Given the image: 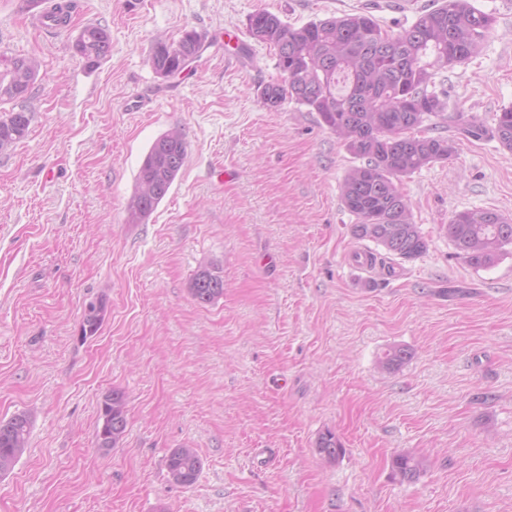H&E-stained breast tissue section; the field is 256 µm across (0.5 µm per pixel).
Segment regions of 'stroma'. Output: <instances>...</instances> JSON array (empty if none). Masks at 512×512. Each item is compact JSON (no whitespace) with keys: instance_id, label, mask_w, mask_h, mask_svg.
I'll return each mask as SVG.
<instances>
[{"instance_id":"35a3bbf8","label":"stroma","mask_w":512,"mask_h":512,"mask_svg":"<svg viewBox=\"0 0 512 512\" xmlns=\"http://www.w3.org/2000/svg\"><path fill=\"white\" fill-rule=\"evenodd\" d=\"M434 0H79L62 32L29 0H0V52L36 58L25 139L0 151V419L32 416L0 477V512H512V253L488 269L455 255L460 211L512 219V151L458 137L453 156L401 181L429 249L393 274L350 262L340 184L355 165L317 113L263 106L276 56L259 10L294 27L367 10L400 31ZM495 23L480 54L443 72L448 108L493 126L512 106V0H472ZM108 27L96 66L79 29ZM206 38L168 78L157 40ZM237 31L245 55L225 46ZM181 130L186 162L158 208L128 221L153 140ZM224 278L204 304L200 266ZM107 316L81 336L86 304ZM393 346L398 371L378 359ZM126 396L117 448L96 444L112 390ZM333 431L336 463L315 449ZM196 449L190 487L166 457ZM422 457L396 478L391 459ZM189 291L198 302L212 303L224 295V278L213 266H201L190 281ZM425 461L410 453H398L392 458V471L403 481H414L424 472Z\"/></svg>"}]
</instances>
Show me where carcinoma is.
Returning <instances> with one entry per match:
<instances>
[{"instance_id": "carcinoma-1", "label": "carcinoma", "mask_w": 512, "mask_h": 512, "mask_svg": "<svg viewBox=\"0 0 512 512\" xmlns=\"http://www.w3.org/2000/svg\"><path fill=\"white\" fill-rule=\"evenodd\" d=\"M495 17L475 8L471 0H443L423 11L397 33L383 28L366 13L311 21L295 28L278 15L259 10L248 19L251 35L275 50L283 80L261 91L269 109L292 101L316 112L323 124L344 140L360 164L348 170L340 199L353 217L354 238L370 241L384 255L415 259L428 250V240L415 224L408 200L397 181L422 167L448 160L454 151L449 136L415 133L431 118L448 124V131L480 139L487 134L512 150V107L496 115L488 129L476 118L448 111L447 95L437 90L439 71L469 61L481 52ZM205 37L190 30L170 44L159 40L153 47V69L165 76L176 74L184 60L198 57ZM110 33L104 26L87 25L74 40L75 52L90 66L104 58ZM35 60L0 53V103L24 100L37 78ZM31 113L21 108L0 118V151L24 139ZM187 144L181 132L159 135L147 150L138 170L135 190L128 203L133 222L141 223L166 197L184 166ZM456 256L473 268L494 266L512 248V221L494 210H464L444 225ZM192 297L212 303L224 295V278L211 265L200 267L190 281ZM106 316L104 301L89 303L83 314L82 338L94 337ZM412 353L400 346L389 348L380 367L396 371ZM127 426L124 393L114 390L101 404L98 448L109 450L122 440ZM31 417L25 412L0 420V476L11 472L28 447ZM317 453L336 462L345 448L335 433L321 434ZM166 469L171 482L191 486L198 480L202 461L193 448L170 451ZM425 461L410 453L392 458V471L403 481L424 472Z\"/></svg>"}]
</instances>
